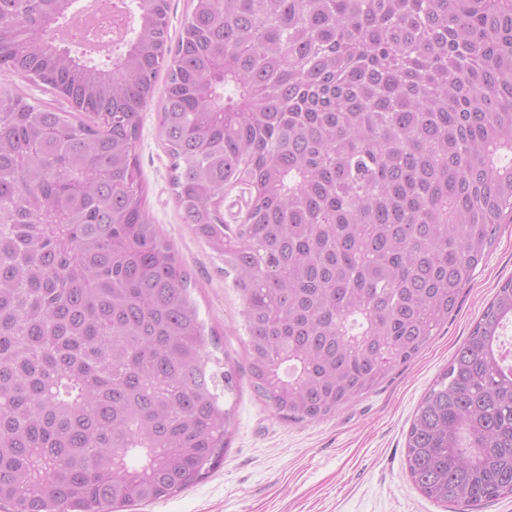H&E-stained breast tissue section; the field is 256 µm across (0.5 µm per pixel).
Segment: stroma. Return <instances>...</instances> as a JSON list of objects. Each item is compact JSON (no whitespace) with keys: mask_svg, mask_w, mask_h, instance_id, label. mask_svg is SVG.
Returning a JSON list of instances; mask_svg holds the SVG:
<instances>
[{"mask_svg":"<svg viewBox=\"0 0 512 512\" xmlns=\"http://www.w3.org/2000/svg\"><path fill=\"white\" fill-rule=\"evenodd\" d=\"M159 100L143 112L136 155L152 221L170 239L191 276L190 295L207 330L210 352L233 363L237 388L229 446L208 477L178 495L133 512H460L414 487L405 464L406 436L423 396L456 349L512 278V224L462 290L457 312L412 360L395 366L372 391L321 420L288 421L259 398L246 370L242 302L222 263L182 223L170 186V158L159 129Z\"/></svg>","mask_w":512,"mask_h":512,"instance_id":"obj_1","label":"stroma"}]
</instances>
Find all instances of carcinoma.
Here are the masks:
<instances>
[{"mask_svg":"<svg viewBox=\"0 0 512 512\" xmlns=\"http://www.w3.org/2000/svg\"><path fill=\"white\" fill-rule=\"evenodd\" d=\"M117 2L104 67L99 36L58 38L78 0H0L4 512L167 499L224 459L237 370L139 179L161 67L182 223L224 261L254 390L287 420L414 358L512 223V0H190L174 42L168 0ZM31 71L75 111L9 80ZM510 322L512 279L416 411L406 465L434 502L512 496Z\"/></svg>","mask_w":512,"mask_h":512,"instance_id":"obj_1","label":"carcinoma"}]
</instances>
